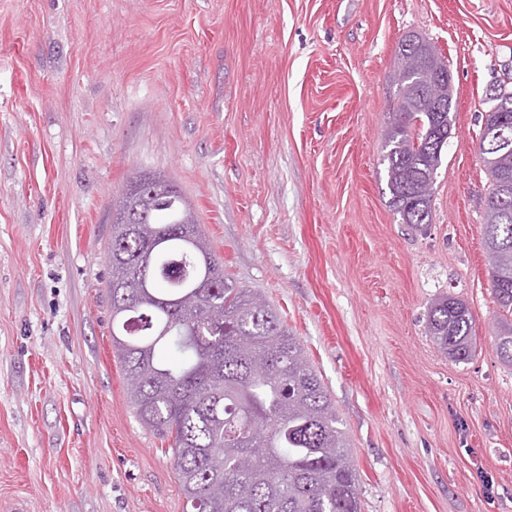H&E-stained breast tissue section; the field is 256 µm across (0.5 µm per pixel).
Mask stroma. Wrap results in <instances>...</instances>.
<instances>
[{
    "label": "stroma",
    "instance_id": "1",
    "mask_svg": "<svg viewBox=\"0 0 512 512\" xmlns=\"http://www.w3.org/2000/svg\"><path fill=\"white\" fill-rule=\"evenodd\" d=\"M412 34L453 89L420 230L382 163ZM508 77L512 0H0V512H183L112 350L111 204L143 170L298 337L362 512H512L477 140ZM446 294L475 318L465 362L426 334Z\"/></svg>",
    "mask_w": 512,
    "mask_h": 512
}]
</instances>
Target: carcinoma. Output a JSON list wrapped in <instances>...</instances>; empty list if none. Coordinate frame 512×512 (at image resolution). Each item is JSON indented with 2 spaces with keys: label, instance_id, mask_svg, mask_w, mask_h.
<instances>
[{
  "label": "carcinoma",
  "instance_id": "obj_1",
  "mask_svg": "<svg viewBox=\"0 0 512 512\" xmlns=\"http://www.w3.org/2000/svg\"><path fill=\"white\" fill-rule=\"evenodd\" d=\"M397 105L385 144L390 207L430 223L433 182L449 139L452 94L431 96L447 70L430 42L399 47ZM503 194L504 223L485 213L484 247L502 309L495 336L512 366V153L483 159ZM127 189L112 211L108 283L112 346L138 420L168 441L190 512H361L357 470L336 408L296 336L258 294L224 278L194 211L160 176ZM467 303L439 296L426 331L458 362L472 354ZM175 346L181 356L164 355Z\"/></svg>",
  "mask_w": 512,
  "mask_h": 512
}]
</instances>
